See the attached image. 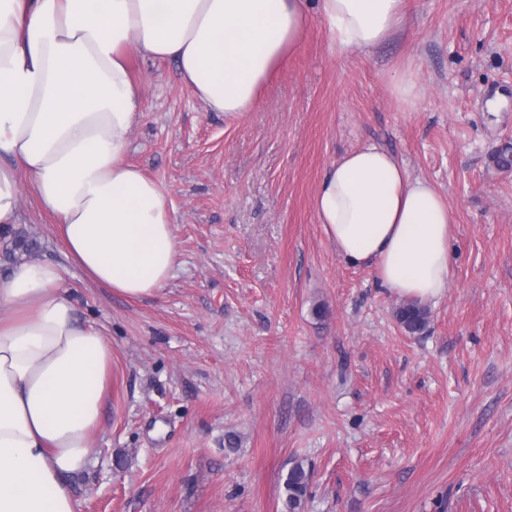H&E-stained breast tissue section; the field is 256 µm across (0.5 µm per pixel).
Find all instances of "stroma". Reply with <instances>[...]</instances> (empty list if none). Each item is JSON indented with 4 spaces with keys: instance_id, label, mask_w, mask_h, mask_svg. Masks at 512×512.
<instances>
[{
    "instance_id": "obj_1",
    "label": "stroma",
    "mask_w": 512,
    "mask_h": 512,
    "mask_svg": "<svg viewBox=\"0 0 512 512\" xmlns=\"http://www.w3.org/2000/svg\"><path fill=\"white\" fill-rule=\"evenodd\" d=\"M252 109L206 111L171 60L131 53L143 111L127 163L167 195L179 254L131 300L66 260L25 172L19 226L60 264L81 321L112 342V378L74 481L80 512H512V0H407L398 36L341 54L316 6ZM413 67L414 108L391 84ZM373 141L453 214L445 296L407 333L400 297L346 264L314 199ZM236 450L226 449V434ZM309 479V474L301 465L288 470L284 479L285 507L288 512L300 511L307 495Z\"/></svg>"
}]
</instances>
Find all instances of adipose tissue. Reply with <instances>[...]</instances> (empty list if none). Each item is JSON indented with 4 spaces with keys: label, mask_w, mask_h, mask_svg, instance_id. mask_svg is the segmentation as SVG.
Segmentation results:
<instances>
[{
    "label": "adipose tissue",
    "mask_w": 512,
    "mask_h": 512,
    "mask_svg": "<svg viewBox=\"0 0 512 512\" xmlns=\"http://www.w3.org/2000/svg\"><path fill=\"white\" fill-rule=\"evenodd\" d=\"M342 52L403 29L405 0H318ZM303 0H0V229L17 224V169L54 219L67 258L130 298L159 293L178 262L166 194L125 163L142 111L127 56L177 62L210 112L249 111L297 44ZM349 265L399 297L441 299L447 202L367 142L336 161L314 200ZM58 265L0 275V512H76L112 367V342L80 324Z\"/></svg>",
    "instance_id": "obj_1"
}]
</instances>
